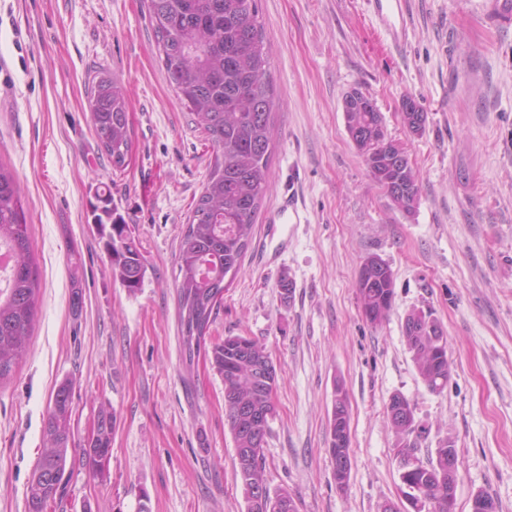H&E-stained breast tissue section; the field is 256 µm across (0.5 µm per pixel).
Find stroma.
<instances>
[{"label":"stroma","mask_w":512,"mask_h":512,"mask_svg":"<svg viewBox=\"0 0 512 512\" xmlns=\"http://www.w3.org/2000/svg\"><path fill=\"white\" fill-rule=\"evenodd\" d=\"M257 4L274 147L250 246L209 335L254 338L277 369L270 491L288 489L297 512L399 502L386 404L400 393L415 407L420 457L455 442L457 512H471L478 492L512 512V26L491 19L493 0H407L398 45L373 0ZM112 71L127 89L134 142L121 172L87 110L93 77ZM354 89L372 97L418 174L412 213L373 181L348 137L342 102ZM408 96L427 114L419 135L400 112ZM214 157L164 77L143 0H0V164L23 189L39 272L29 348L0 383V512H25L50 396L66 379L72 444L100 405L117 424L107 471L92 475L69 453L64 497L49 512H246L224 381L202 364L185 371L177 318L179 242ZM106 189L144 257L133 294L114 280L93 221ZM289 190L296 218L276 213ZM372 255L394 276L376 327L356 288ZM415 308L444 330L451 377L439 394L405 344ZM338 380L351 416L343 489L328 453Z\"/></svg>","instance_id":"obj_1"}]
</instances>
